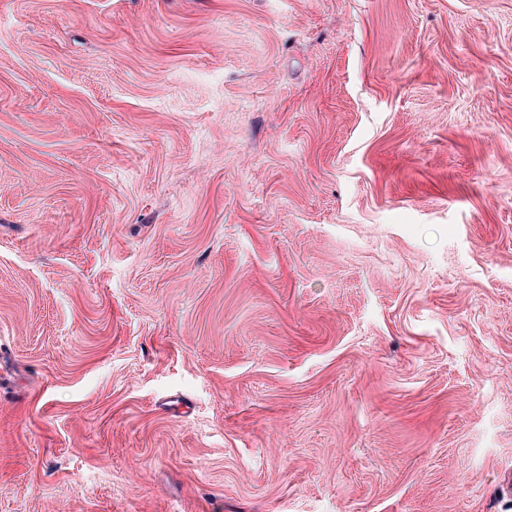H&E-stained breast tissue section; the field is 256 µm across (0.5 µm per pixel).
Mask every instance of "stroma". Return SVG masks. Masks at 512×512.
I'll list each match as a JSON object with an SVG mask.
<instances>
[{
  "mask_svg": "<svg viewBox=\"0 0 512 512\" xmlns=\"http://www.w3.org/2000/svg\"><path fill=\"white\" fill-rule=\"evenodd\" d=\"M512 0H0V512H512Z\"/></svg>",
  "mask_w": 512,
  "mask_h": 512,
  "instance_id": "obj_1",
  "label": "stroma"
}]
</instances>
